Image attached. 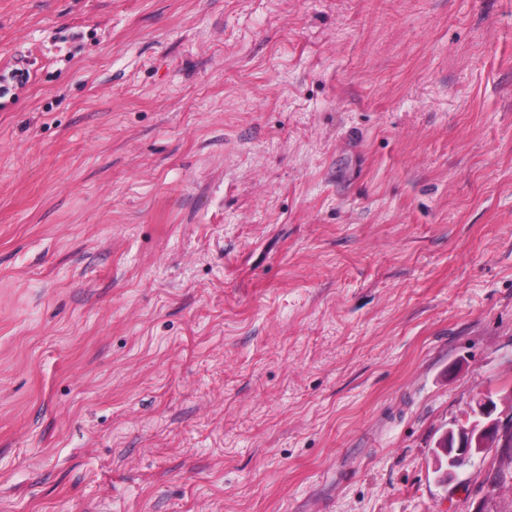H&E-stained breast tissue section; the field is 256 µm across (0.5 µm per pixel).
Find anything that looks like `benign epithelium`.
<instances>
[{"label":"benign epithelium","mask_w":512,"mask_h":512,"mask_svg":"<svg viewBox=\"0 0 512 512\" xmlns=\"http://www.w3.org/2000/svg\"><path fill=\"white\" fill-rule=\"evenodd\" d=\"M502 403L508 404L509 412L506 419L493 417L497 404L492 399L484 400L478 408V418L469 424H461L449 429L437 441L436 448L447 458V468H442V461L436 460L438 470L437 480L446 484L456 477V471L476 455H484L497 450L498 456L512 462V456L501 448H496L498 440L512 431V391L501 398Z\"/></svg>","instance_id":"1"}]
</instances>
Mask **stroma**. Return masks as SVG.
<instances>
[{
    "instance_id": "35a3bbf8",
    "label": "stroma",
    "mask_w": 512,
    "mask_h": 512,
    "mask_svg": "<svg viewBox=\"0 0 512 512\" xmlns=\"http://www.w3.org/2000/svg\"><path fill=\"white\" fill-rule=\"evenodd\" d=\"M0 512H512V0H0ZM30 78L28 69L12 68L8 73L0 75V99L10 94L13 90L24 87ZM15 95V93H11ZM503 404L507 403L509 412L506 414V421L500 417L493 418L497 410V404L494 399H485L482 407L478 406L479 418L473 420L468 425H458L456 429H448L437 441L436 448L442 456L447 458V468L442 469L441 457L437 455L434 471L440 470L437 474V480L446 484L456 477V471L468 462L472 456L484 455L494 448L499 439L504 438L512 430V391L500 399ZM497 449L499 457L508 459L512 462L510 456L502 448Z\"/></svg>"
}]
</instances>
